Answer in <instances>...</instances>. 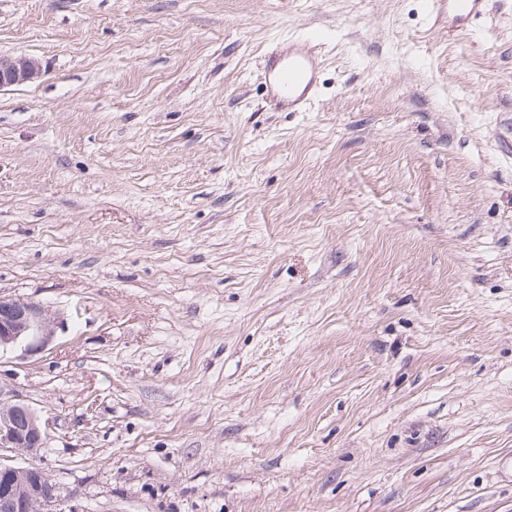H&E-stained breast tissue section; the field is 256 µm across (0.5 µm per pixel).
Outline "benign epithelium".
<instances>
[{"label": "benign epithelium", "mask_w": 512, "mask_h": 512, "mask_svg": "<svg viewBox=\"0 0 512 512\" xmlns=\"http://www.w3.org/2000/svg\"><path fill=\"white\" fill-rule=\"evenodd\" d=\"M42 76L33 58L0 56V88L30 83ZM56 321L42 305L0 295V356L18 349L43 350L53 341ZM47 426L22 399L0 397V450L34 452L48 443ZM54 489L45 471L34 464L0 459V512H56Z\"/></svg>", "instance_id": "obj_1"}]
</instances>
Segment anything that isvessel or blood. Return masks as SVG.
Wrapping results in <instances>:
<instances>
[{"instance_id": "vessel-or-blood-1", "label": "vessel or blood", "mask_w": 512, "mask_h": 512, "mask_svg": "<svg viewBox=\"0 0 512 512\" xmlns=\"http://www.w3.org/2000/svg\"><path fill=\"white\" fill-rule=\"evenodd\" d=\"M485 0H448V28L461 32L483 12ZM262 78L266 103L278 112H300L313 98L319 63L305 42L286 41L267 52Z\"/></svg>"}]
</instances>
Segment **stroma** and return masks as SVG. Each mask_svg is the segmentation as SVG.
<instances>
[{"instance_id":"1","label":"stroma","mask_w":512,"mask_h":512,"mask_svg":"<svg viewBox=\"0 0 512 512\" xmlns=\"http://www.w3.org/2000/svg\"><path fill=\"white\" fill-rule=\"evenodd\" d=\"M1 55L0 293L58 327L0 458L59 512H512V0H0ZM485 0H448V33L462 32L483 13ZM266 103L277 112H302L313 98L319 63L303 41L280 43L264 55ZM41 76V66L33 58L0 56V88L30 83ZM0 392V451L34 452L48 443L49 433L37 411L25 400H4Z\"/></svg>"}]
</instances>
